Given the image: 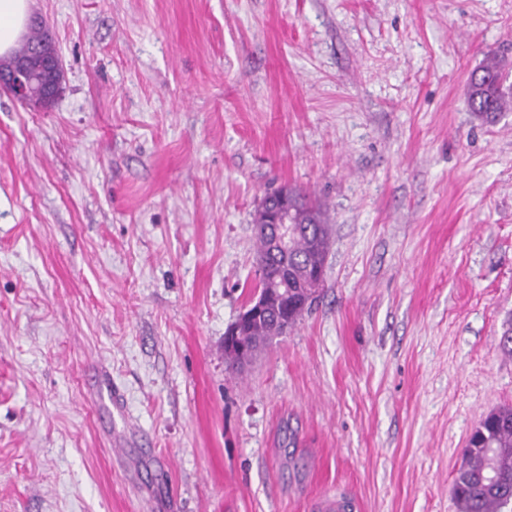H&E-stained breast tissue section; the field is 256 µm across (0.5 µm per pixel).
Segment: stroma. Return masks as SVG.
Segmentation results:
<instances>
[{"label": "stroma", "instance_id": "stroma-1", "mask_svg": "<svg viewBox=\"0 0 512 512\" xmlns=\"http://www.w3.org/2000/svg\"><path fill=\"white\" fill-rule=\"evenodd\" d=\"M32 14L64 82L43 111L0 91V512H458L473 428L512 405V112L466 105L512 0ZM284 184L327 207L326 281L235 371ZM93 398L100 403L107 402L117 416H125L122 395L118 388L112 386L109 376L105 373H101L99 377Z\"/></svg>", "mask_w": 512, "mask_h": 512}]
</instances>
